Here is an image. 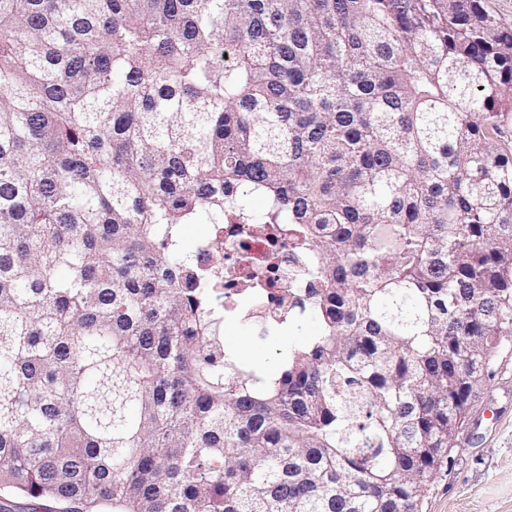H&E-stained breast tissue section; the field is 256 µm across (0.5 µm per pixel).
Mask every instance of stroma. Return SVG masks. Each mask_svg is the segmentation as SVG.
Instances as JSON below:
<instances>
[{"label": "stroma", "instance_id": "obj_1", "mask_svg": "<svg viewBox=\"0 0 512 512\" xmlns=\"http://www.w3.org/2000/svg\"><path fill=\"white\" fill-rule=\"evenodd\" d=\"M316 330L309 318L262 341L250 323L232 318L224 324V344L252 366L270 368ZM423 512H512V359L500 363L476 402L453 460L433 483Z\"/></svg>", "mask_w": 512, "mask_h": 512}]
</instances>
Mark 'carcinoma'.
Instances as JSON below:
<instances>
[{
	"label": "carcinoma",
	"mask_w": 512,
	"mask_h": 512,
	"mask_svg": "<svg viewBox=\"0 0 512 512\" xmlns=\"http://www.w3.org/2000/svg\"><path fill=\"white\" fill-rule=\"evenodd\" d=\"M504 112L483 0H0V491L421 512L512 358ZM185 224L293 242L274 371ZM316 322L308 318L274 333L271 340L260 341L250 323L237 318L228 319L224 324V344L241 354L252 366L271 368L275 366L288 350L301 346L315 335Z\"/></svg>",
	"instance_id": "obj_1"
}]
</instances>
